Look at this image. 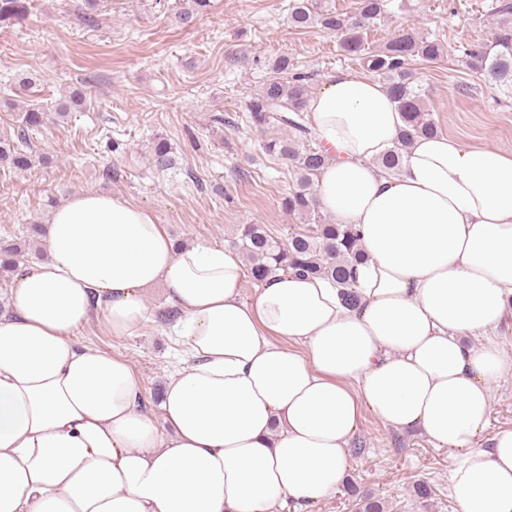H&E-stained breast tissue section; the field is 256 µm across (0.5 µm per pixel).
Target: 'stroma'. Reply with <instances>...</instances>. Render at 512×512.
Listing matches in <instances>:
<instances>
[{
	"label": "stroma",
	"instance_id": "obj_1",
	"mask_svg": "<svg viewBox=\"0 0 512 512\" xmlns=\"http://www.w3.org/2000/svg\"><path fill=\"white\" fill-rule=\"evenodd\" d=\"M84 0H30L26 25L0 27V98L12 97L16 78L37 72L41 99L54 103L86 77H97L84 111L33 132L34 154L49 164L16 172L0 169V241H28L24 265L46 252L34 240V224H46L53 204L87 190H105L150 211L174 239L225 245L232 228L262 224L277 238L294 224L281 199L294 175L266 155L260 137L246 127L244 103L267 68L285 55L321 86L329 73L360 72L342 55L335 35L287 22L288 0H212L207 14L187 27L175 24V0H104L96 26L82 18ZM374 28L367 47L378 49L403 26L439 38L447 49L436 62L412 66L441 133L470 144L512 151V87L489 83L465 64L463 49L491 43L502 21L498 0H394ZM228 117L225 125L213 115ZM175 149L176 169L150 163L155 137ZM119 171L107 180V167ZM196 182H189L187 172ZM223 194H216V187ZM151 318L130 336L112 335L95 318L79 339L128 358L151 408L179 359L170 324L154 313L165 308L160 292L147 298ZM495 341L506 365L491 406L487 436L512 429V322ZM364 451L349 455L346 482L310 512H356L357 491L382 499L387 512H459L448 491L455 453L432 447L417 433L401 434L371 414L356 433ZM432 496L418 499L417 483Z\"/></svg>",
	"mask_w": 512,
	"mask_h": 512
}]
</instances>
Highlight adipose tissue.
<instances>
[{
    "mask_svg": "<svg viewBox=\"0 0 512 512\" xmlns=\"http://www.w3.org/2000/svg\"><path fill=\"white\" fill-rule=\"evenodd\" d=\"M307 113L319 207L364 254L356 306L285 270L244 300L236 251L177 244L118 195L70 196L0 309V512H309L366 412L456 453L459 512H512V430L479 445L505 366L491 335L512 321V152L401 147L368 73L331 72ZM395 149L392 175L377 162ZM156 289L185 346L157 415L126 357L78 339L97 316L133 335Z\"/></svg>",
    "mask_w": 512,
    "mask_h": 512,
    "instance_id": "adipose-tissue-1",
    "label": "adipose tissue"
}]
</instances>
